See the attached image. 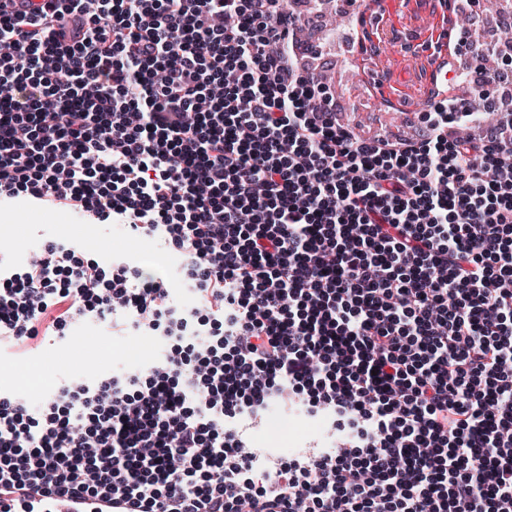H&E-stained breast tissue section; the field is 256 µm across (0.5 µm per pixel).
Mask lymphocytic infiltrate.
<instances>
[{
    "label": "lymphocytic infiltrate",
    "instance_id": "obj_1",
    "mask_svg": "<svg viewBox=\"0 0 512 512\" xmlns=\"http://www.w3.org/2000/svg\"><path fill=\"white\" fill-rule=\"evenodd\" d=\"M306 0H49L0 13V196L158 235L163 281L49 242L0 273V339L163 326L146 375L0 398V504L135 512H512V111L365 139L300 58ZM220 320L200 349L188 324ZM274 396L347 419L256 466Z\"/></svg>",
    "mask_w": 512,
    "mask_h": 512
}]
</instances>
